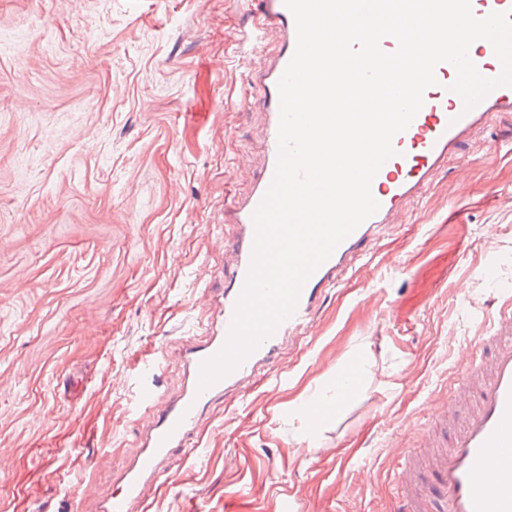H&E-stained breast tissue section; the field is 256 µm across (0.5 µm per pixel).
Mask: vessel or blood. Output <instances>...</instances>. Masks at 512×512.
Segmentation results:
<instances>
[{
  "instance_id": "1",
  "label": "vessel or blood",
  "mask_w": 512,
  "mask_h": 512,
  "mask_svg": "<svg viewBox=\"0 0 512 512\" xmlns=\"http://www.w3.org/2000/svg\"><path fill=\"white\" fill-rule=\"evenodd\" d=\"M263 13L253 17L248 35L251 51L263 55L268 29L283 38L277 55L256 70L266 91L268 121L263 141L264 164L251 193L224 212V221L237 234L226 249L234 257L226 268L219 324L204 340L184 351V381L177 397L156 414L126 468L121 487L100 512H144L146 489L157 484L176 452H193L198 423L215 398L247 391L264 368L278 356L288 336L309 319L325 289L338 286L342 274L364 255L383 225L394 223L402 204L427 183L453 146L488 113L512 110V86H498L472 108L451 91L457 73L439 64L438 83L424 92V103L409 124L393 139L395 154L372 181L379 208L347 236L332 255L307 279L293 313L233 371L209 387H201V366L227 342L235 308L251 266L255 239L253 214L264 199L279 157L278 82L296 48L297 31L284 0H264ZM479 73L493 79L502 66L492 44L479 39L469 48ZM499 304L484 315L470 347L459 355L447 397L438 401L436 423L427 448L420 453L402 450L399 491L389 512H512V292L498 291Z\"/></svg>"
}]
</instances>
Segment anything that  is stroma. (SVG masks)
<instances>
[{"instance_id":"35a3bbf8","label":"stroma","mask_w":512,"mask_h":512,"mask_svg":"<svg viewBox=\"0 0 512 512\" xmlns=\"http://www.w3.org/2000/svg\"><path fill=\"white\" fill-rule=\"evenodd\" d=\"M244 13L240 0H0V512H97L149 421L140 389L176 395L182 342L216 320L224 210L263 162ZM455 160L466 193L449 165L416 191L263 381L211 404L148 512H279L288 491L302 512H386L391 444L428 423L495 304L481 267L498 261L512 289V112L490 113ZM355 357L364 379L308 435L294 401Z\"/></svg>"}]
</instances>
